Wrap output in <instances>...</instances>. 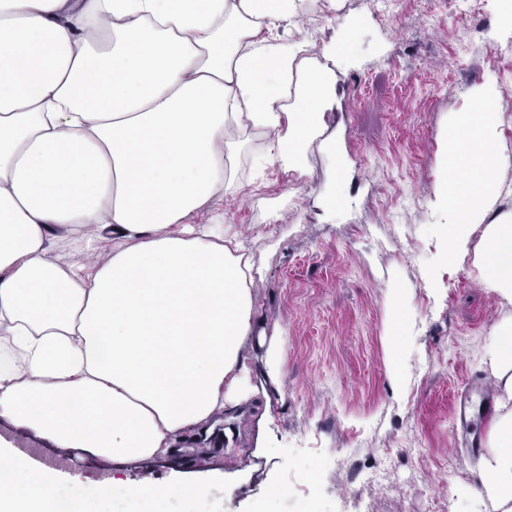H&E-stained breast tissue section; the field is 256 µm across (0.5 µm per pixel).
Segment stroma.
I'll return each mask as SVG.
<instances>
[{
  "label": "stroma",
  "mask_w": 512,
  "mask_h": 512,
  "mask_svg": "<svg viewBox=\"0 0 512 512\" xmlns=\"http://www.w3.org/2000/svg\"><path fill=\"white\" fill-rule=\"evenodd\" d=\"M452 0H316L289 28L335 76L332 105L300 170L261 169L268 138L234 148V182L254 190L219 200L262 270L250 286L254 327L243 344L241 403L173 452L112 462L54 448L0 420V439L32 448L82 481L84 512H496L477 499L474 462L489 417L461 411L465 382L497 399L485 358L512 303L484 287L472 258L448 266L429 207L441 138L471 88L497 91L512 114V23L490 0L478 51ZM349 41L343 61L325 47ZM402 290L411 336L392 366L385 342L390 285ZM281 351L278 369L268 352ZM402 384L393 386L392 370ZM381 473L379 485L363 476ZM113 493L98 494L104 480ZM148 480L161 498H130ZM206 487L190 497L188 485ZM286 486L281 496L270 487Z\"/></svg>",
  "instance_id": "1"
}]
</instances>
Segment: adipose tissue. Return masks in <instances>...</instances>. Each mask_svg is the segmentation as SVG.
<instances>
[{
  "label": "adipose tissue",
  "mask_w": 512,
  "mask_h": 512,
  "mask_svg": "<svg viewBox=\"0 0 512 512\" xmlns=\"http://www.w3.org/2000/svg\"><path fill=\"white\" fill-rule=\"evenodd\" d=\"M303 5L0 0V419L123 462L237 407L256 272L199 216L232 185L236 135L264 134L266 162L295 170L330 105L331 72L282 35ZM494 96L472 88L451 119L429 204L448 264L480 233L477 278L512 302ZM487 359L500 397L479 493L512 512V316ZM0 470V512H54L56 475L7 442Z\"/></svg>",
  "instance_id": "ef3b65f1"
}]
</instances>
